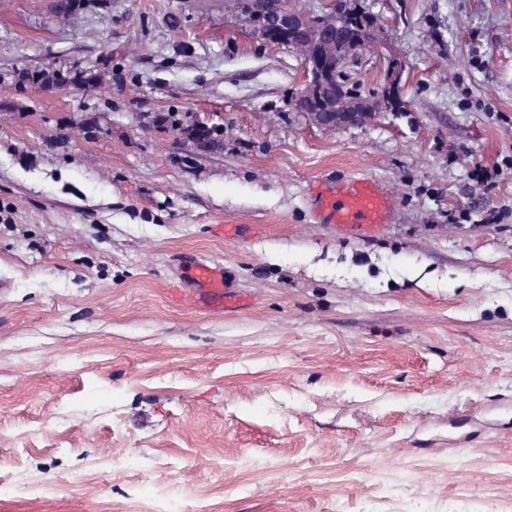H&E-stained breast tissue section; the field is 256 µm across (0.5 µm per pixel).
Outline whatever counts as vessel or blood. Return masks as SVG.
<instances>
[{
	"mask_svg": "<svg viewBox=\"0 0 512 512\" xmlns=\"http://www.w3.org/2000/svg\"><path fill=\"white\" fill-rule=\"evenodd\" d=\"M318 223L335 225L355 237H372L392 223L398 200L373 178L315 181L311 188ZM183 282L188 296L200 308L221 312L238 307L239 300L224 277L223 264L192 259L186 262Z\"/></svg>",
	"mask_w": 512,
	"mask_h": 512,
	"instance_id": "b4317fda",
	"label": "vessel or blood"
}]
</instances>
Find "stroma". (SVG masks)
<instances>
[{
	"label": "stroma",
	"mask_w": 512,
	"mask_h": 512,
	"mask_svg": "<svg viewBox=\"0 0 512 512\" xmlns=\"http://www.w3.org/2000/svg\"><path fill=\"white\" fill-rule=\"evenodd\" d=\"M105 2L0 0V512H512V0H355L404 109L334 130L244 0ZM360 175L395 222L316 223ZM188 256L237 309L167 300ZM319 224L355 237H374L392 224L397 197L380 180L373 178L316 180L310 188Z\"/></svg>",
	"instance_id": "35a3bbf8"
}]
</instances>
